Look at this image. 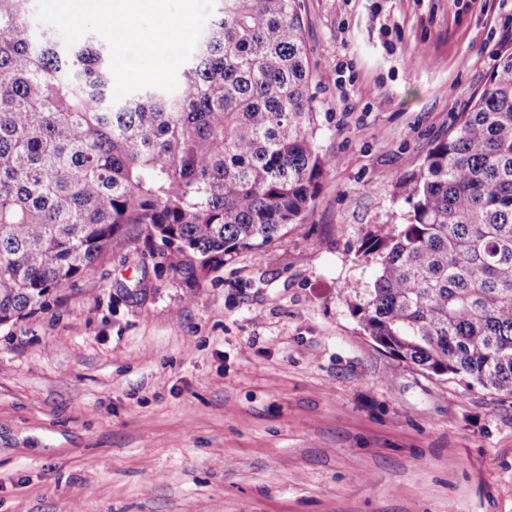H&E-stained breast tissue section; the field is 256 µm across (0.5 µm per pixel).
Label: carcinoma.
<instances>
[{
	"label": "carcinoma",
	"instance_id": "cac0c4a2",
	"mask_svg": "<svg viewBox=\"0 0 512 512\" xmlns=\"http://www.w3.org/2000/svg\"><path fill=\"white\" fill-rule=\"evenodd\" d=\"M0 0V324L42 305L136 230L196 276L267 252L299 224L332 159L300 0H215L172 92L110 96L108 48L30 32ZM404 222L348 294L364 333L428 375L512 397V53L419 170Z\"/></svg>",
	"mask_w": 512,
	"mask_h": 512
}]
</instances>
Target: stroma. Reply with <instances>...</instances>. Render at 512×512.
<instances>
[{
  "label": "stroma",
  "mask_w": 512,
  "mask_h": 512,
  "mask_svg": "<svg viewBox=\"0 0 512 512\" xmlns=\"http://www.w3.org/2000/svg\"><path fill=\"white\" fill-rule=\"evenodd\" d=\"M303 223L189 277L131 236L0 325V512H512V398L365 336L397 182L512 52V0H301Z\"/></svg>",
  "instance_id": "obj_1"
}]
</instances>
